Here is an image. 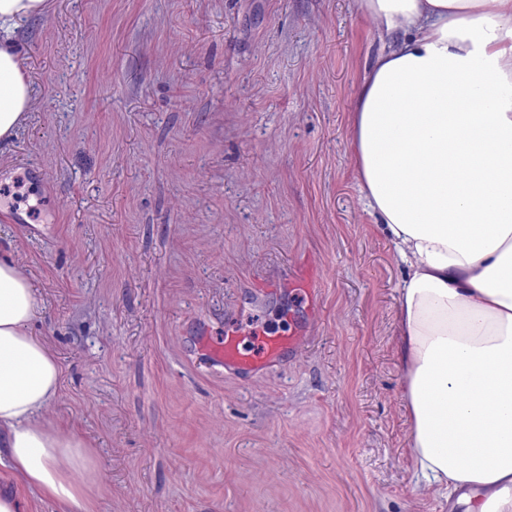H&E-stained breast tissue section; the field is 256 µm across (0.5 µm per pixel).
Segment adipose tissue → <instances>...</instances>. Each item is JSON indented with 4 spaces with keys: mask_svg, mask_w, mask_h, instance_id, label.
Returning <instances> with one entry per match:
<instances>
[{
    "mask_svg": "<svg viewBox=\"0 0 512 512\" xmlns=\"http://www.w3.org/2000/svg\"><path fill=\"white\" fill-rule=\"evenodd\" d=\"M47 0H0V140L35 106L16 42ZM380 53L352 114L357 176L405 273L397 354L419 481L512 512V0H357ZM0 253V465L63 512H97L92 450L42 414L61 370Z\"/></svg>",
    "mask_w": 512,
    "mask_h": 512,
    "instance_id": "adipose-tissue-1",
    "label": "adipose tissue"
}]
</instances>
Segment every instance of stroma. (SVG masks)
<instances>
[{"mask_svg":"<svg viewBox=\"0 0 512 512\" xmlns=\"http://www.w3.org/2000/svg\"><path fill=\"white\" fill-rule=\"evenodd\" d=\"M47 2L19 23L36 106L0 142V250L35 286L46 418L92 447L98 512H466L406 453L403 266L351 147L385 43L356 0ZM307 255L314 310L277 285ZM230 325L308 343L228 378L198 337Z\"/></svg>","mask_w":512,"mask_h":512,"instance_id":"35a3bbf8","label":"stroma"}]
</instances>
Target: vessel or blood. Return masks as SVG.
Listing matches in <instances>:
<instances>
[{"label": "vessel or blood", "instance_id": "vessel-or-blood-1", "mask_svg": "<svg viewBox=\"0 0 512 512\" xmlns=\"http://www.w3.org/2000/svg\"><path fill=\"white\" fill-rule=\"evenodd\" d=\"M305 336L298 331L289 334L263 333L254 338L242 337L240 331L226 330L222 342L202 341L209 363L222 368L228 375L251 377L265 373L288 352L299 351Z\"/></svg>", "mask_w": 512, "mask_h": 512}]
</instances>
